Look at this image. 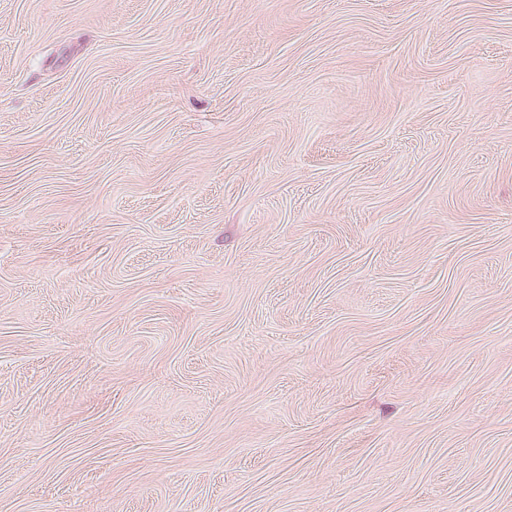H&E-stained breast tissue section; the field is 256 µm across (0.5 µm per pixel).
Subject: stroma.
Instances as JSON below:
<instances>
[{
	"mask_svg": "<svg viewBox=\"0 0 512 512\" xmlns=\"http://www.w3.org/2000/svg\"><path fill=\"white\" fill-rule=\"evenodd\" d=\"M0 512H512V0H0Z\"/></svg>",
	"mask_w": 512,
	"mask_h": 512,
	"instance_id": "1",
	"label": "stroma"
}]
</instances>
